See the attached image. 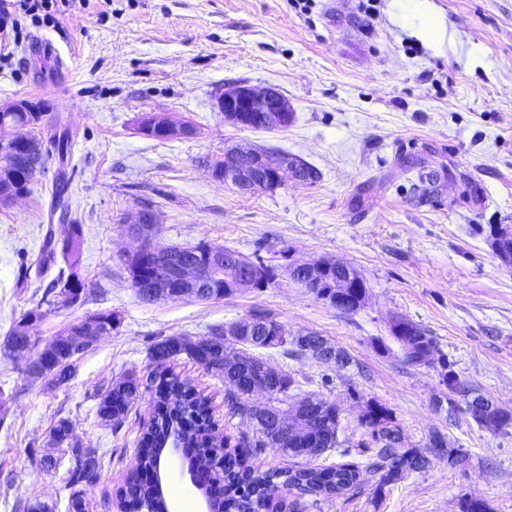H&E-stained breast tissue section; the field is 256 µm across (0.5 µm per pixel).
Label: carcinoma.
<instances>
[{
  "mask_svg": "<svg viewBox=\"0 0 512 512\" xmlns=\"http://www.w3.org/2000/svg\"><path fill=\"white\" fill-rule=\"evenodd\" d=\"M0 117L9 119L20 128L33 132L43 118L41 112H3ZM54 149L46 150L42 156H32L26 152L0 151V167L3 172L15 177L14 187L18 191L28 192L29 185L37 174L48 168V164L57 160L64 162L68 154L69 140L62 136L53 141ZM81 225L71 224L70 236L61 243V251L75 266L79 263V237ZM60 285L57 296L67 301L70 291L74 288L82 290V297H87L86 283L78 278H58ZM391 335L401 346L403 357L411 366L431 367L440 363L448 367L447 361L436 360L438 346L433 337L425 333L419 325L399 319L391 326ZM67 332H62L50 341L53 353L48 359L47 369L58 376L71 373L73 358L79 355V350H70L66 342ZM186 357L194 364L207 371L220 374L222 357L208 346L192 345L181 341L179 336L163 338L155 342L149 349V359L153 371L149 380L143 382L140 378L129 375L119 382L108 386L100 395L97 404V417L105 424L121 422L128 413L131 400L141 394V390L152 391L156 395L157 413L152 415L143 434V440L152 446V452L140 459V465L152 467L156 464L155 457L162 444L173 437L181 445L193 448L198 457L204 458L215 448H228L230 442L222 436L213 433L212 423L204 421L186 429L182 419L206 411L205 396L200 393L187 378L174 371L173 364L180 357ZM442 381L448 386V391L460 397L464 404V413L480 426L494 430L512 428V414L504 413L498 408L485 409L479 412L471 408L468 396L477 393L467 382L460 380L453 372L442 374ZM295 381L290 374L282 376L270 383L271 399L276 404H286L290 399L289 392L294 388ZM225 403L230 413L237 415L247 408L244 390L226 389ZM293 407L302 410L305 422V433L301 449L292 445L286 446L283 455L292 460V465L286 469L261 472L248 465V459L236 461V468L224 471L225 481L230 487L241 488L243 492L235 493L224 500L213 503V512H259L269 507L274 501L277 507H288V512H295L299 507V498L304 495L322 496L325 498L339 497L357 490L360 487V466L356 462L338 463L324 467H302L297 459L307 456L321 455L331 448L342 447L337 432L339 416L333 404L328 401L306 395L299 398ZM360 424L367 429L369 440L361 441L357 447L368 454L367 467L380 475L378 487L400 479L410 472H419L430 466V459L404 446V436L398 426L393 424L391 413L384 407L370 402L366 405L360 417ZM51 436L58 446L66 447L73 458V466L68 470L67 483L71 487L91 485L101 475V460L94 448H78L71 441L70 425L65 420L58 421L51 429ZM432 453L440 459H448L453 464L462 456L459 448H450L441 436L435 435L430 443ZM288 487L298 492V497L283 502L279 497L282 488ZM127 495L141 498L145 508L161 509V497L154 494L150 487L128 484L125 487Z\"/></svg>",
  "mask_w": 512,
  "mask_h": 512,
  "instance_id": "cac0c4a2",
  "label": "carcinoma"
}]
</instances>
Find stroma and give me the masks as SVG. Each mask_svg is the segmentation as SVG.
Segmentation results:
<instances>
[{
	"instance_id": "stroma-1",
	"label": "stroma",
	"mask_w": 512,
	"mask_h": 512,
	"mask_svg": "<svg viewBox=\"0 0 512 512\" xmlns=\"http://www.w3.org/2000/svg\"><path fill=\"white\" fill-rule=\"evenodd\" d=\"M437 42L417 37L428 17ZM274 87L293 119L278 130L225 122L224 89ZM41 102L44 142L68 134L64 167L38 174L27 196L0 205V344L32 311L31 335L51 340L85 317L109 312L112 333L80 355L60 386L28 376L26 355L0 354V512L36 499L68 512V452L50 445L67 420L73 441L97 449L101 476L84 488L87 512H116L135 467L147 397L120 425L96 407L112 382L151 370L148 349L167 336L270 313L289 335L318 334L351 357L347 368L304 355L264 351L313 395L340 410L339 437L359 439L368 401L386 406L405 445L429 453L433 435L462 449L463 461L433 460L374 496L376 475L342 497H304L303 512H460L462 498L512 512V429L496 431L450 412L440 366L405 364L390 326L404 318L434 336L455 374L512 413V265L490 244L492 227L512 226V0H375L362 21L358 0H315L311 13L287 0H90L58 25L33 24L0 67V103ZM152 113L194 126V136L160 141L137 129ZM231 147L277 149L314 168L308 183L241 192L215 180L207 164ZM436 173L434 191L413 187ZM69 221L51 210L52 188ZM162 246L205 244L240 253L271 274L267 287L219 300L146 301L130 286L124 254L136 246L126 226L141 212ZM81 226L80 259L45 262L46 233L66 239ZM319 260L355 268L367 292L344 313L298 288L290 265ZM76 274L95 293L72 306L46 300L58 276ZM177 373L209 396L220 435L249 432L224 404V379L188 359ZM54 456L53 471L41 468ZM161 475L170 512L205 500L179 457Z\"/></svg>"
}]
</instances>
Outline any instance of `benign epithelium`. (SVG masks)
Listing matches in <instances>:
<instances>
[{
	"label": "benign epithelium",
	"instance_id": "benign-epithelium-1",
	"mask_svg": "<svg viewBox=\"0 0 512 512\" xmlns=\"http://www.w3.org/2000/svg\"><path fill=\"white\" fill-rule=\"evenodd\" d=\"M217 108L224 113V121L240 127L259 123L266 128L276 129L288 123L291 108L288 101L272 87H255L246 84L236 85L217 97ZM42 108L35 102L19 99L7 104L0 103V112H40ZM140 128L147 134L166 140H178L190 135V129L156 115L141 118ZM12 131L4 139L1 147L32 150L26 135L18 132L12 124L1 122L0 133ZM212 176L226 185L241 191L256 189L274 190L287 178L297 182L312 181V176L299 161L290 156H270L262 150L231 149L224 153V168L210 167ZM152 216L144 212L127 225V233L138 241L137 248L125 254V258L135 264V271L147 276L141 290L146 300L158 299H200L205 292L227 293L244 292L265 280V268L248 258L234 253L209 249L201 258L188 257L158 246L154 242ZM346 271V276L336 282V294L329 303L333 306L351 308L361 306L366 293L364 281L351 266L336 263ZM331 266L326 261L299 263L289 267V275L296 283L312 290L327 277ZM109 326L99 315H91L72 330V345L76 348H90L100 336L108 333ZM284 331L279 322L254 314L244 319L229 322L215 330L210 336L193 340L195 344L231 348L239 341L253 338L273 345L283 339ZM9 348L15 352L28 351L34 357L26 363L25 370L35 377H45L42 355L45 346L35 343L29 333V321H24L10 337ZM261 379L243 382L233 379V384L245 387L248 404L241 418L250 427L264 426L273 431L276 437L273 446L278 448L288 440L302 433V426L294 419L292 410L276 405L270 399V388L265 379L276 378L280 369L264 361L259 367ZM193 484L197 487H211L213 492L223 493L224 474H216L213 460L201 461L192 470Z\"/></svg>",
	"mask_w": 512,
	"mask_h": 512
}]
</instances>
